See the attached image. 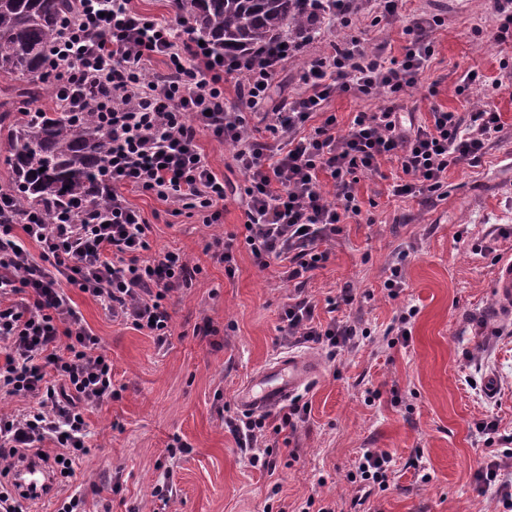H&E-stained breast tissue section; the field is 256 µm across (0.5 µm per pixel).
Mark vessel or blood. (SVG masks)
I'll list each match as a JSON object with an SVG mask.
<instances>
[{
	"label": "vessel or blood",
	"mask_w": 512,
	"mask_h": 512,
	"mask_svg": "<svg viewBox=\"0 0 512 512\" xmlns=\"http://www.w3.org/2000/svg\"><path fill=\"white\" fill-rule=\"evenodd\" d=\"M499 306L512 314V256L503 258L493 281ZM316 370L309 357L291 355L260 367L245 383L238 394V403L256 412L278 408L298 394L313 380ZM13 481L31 499L47 497L52 482L39 462H23L13 476Z\"/></svg>",
	"instance_id": "b4317fda"
}]
</instances>
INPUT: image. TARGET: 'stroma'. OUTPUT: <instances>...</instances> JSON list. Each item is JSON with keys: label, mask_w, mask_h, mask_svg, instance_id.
<instances>
[{"label": "stroma", "mask_w": 512, "mask_h": 512, "mask_svg": "<svg viewBox=\"0 0 512 512\" xmlns=\"http://www.w3.org/2000/svg\"><path fill=\"white\" fill-rule=\"evenodd\" d=\"M435 14L443 22L427 31L434 55L404 96V120L427 122L435 106L468 112L487 103L503 128L479 162L449 168L430 198L393 196L391 160L380 174L360 176L361 215L346 219L328 260L305 283L261 269L242 244L227 275L207 249L212 230L199 216L166 215V202L124 189L150 220L154 247L185 253L201 272L172 294L162 347L113 320L89 294L67 290L83 325L101 338L120 391L85 413L88 449L67 486L84 495L85 512H267L275 502L297 512L312 494L336 512H507L475 479L490 456L477 424L491 416L512 435V318L495 316L491 288L498 262L512 255L505 234L512 229V43L493 38L500 21L491 0H398L391 13L382 0H362L350 28L324 21L318 39L282 64L265 107L302 94L303 64L346 33L397 58L407 28ZM472 70L487 89L466 99L457 88ZM199 146L226 182L222 230L242 233L244 177L233 149L205 133ZM396 262L405 286L393 297L383 283ZM347 288L354 303L329 312L328 299ZM300 294L316 302L317 321L346 319L368 336L333 360L305 347L319 366L302 393L311 411L279 435L280 465L270 474L248 464L224 417L237 412L238 391L257 369L288 356L277 327ZM410 306L417 313L402 337L397 318ZM176 438L188 452L170 454ZM368 449L392 456L390 487L355 508L359 490L349 475ZM161 480L172 488L166 502L153 494Z\"/></svg>", "instance_id": "obj_1"}]
</instances>
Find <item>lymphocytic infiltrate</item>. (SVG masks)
Wrapping results in <instances>:
<instances>
[{
  "instance_id": "1",
  "label": "lymphocytic infiltrate",
  "mask_w": 512,
  "mask_h": 512,
  "mask_svg": "<svg viewBox=\"0 0 512 512\" xmlns=\"http://www.w3.org/2000/svg\"><path fill=\"white\" fill-rule=\"evenodd\" d=\"M63 40L47 58L57 99L69 112H95L112 134V155L102 172L112 187L108 214L85 208L77 217L28 214L10 224L0 206V392L30 399L22 414L0 411V512H23L10 474L16 460L34 455L58 480L74 475L86 448L87 407L118 398L112 362L99 336L82 324L65 285L94 297L113 318L147 332L157 345L170 335L165 305L171 293L191 287L200 268L185 253L153 250L149 222L130 207L125 186L170 202L173 215L191 210L203 224L219 223L227 197L224 180L198 145L200 132L233 146L245 177V244L261 268L287 264L296 280L328 258L324 246L361 213L357 177L396 160L403 177L396 196L433 195L449 167L478 161L501 129L490 106L469 112L432 108L429 124L406 131L399 117L407 88L414 86L433 47L423 38L440 17L418 22L401 59L385 60L350 36L327 54L307 61L300 80L306 91L287 110L264 113L265 129L280 147L254 139L240 112L224 100V79L241 81L252 104L264 103L281 65L298 51L285 42L240 60L201 44L187 18L163 23L136 11L131 0H79ZM163 59L165 70L152 63ZM385 95L376 112H359L346 133L328 115L307 135L299 130L336 93ZM330 185H323L322 176ZM38 253H31V246ZM316 304L298 297L285 305L278 331L289 346L307 343L329 356L356 348L363 329L343 320H315ZM310 412L296 398L269 425L264 414L228 416L224 425L252 467L275 472L269 433L296 429ZM53 441L57 455H44ZM480 486L496 487L512 505V448L494 454L476 474Z\"/></svg>"
}]
</instances>
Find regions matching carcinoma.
Listing matches in <instances>:
<instances>
[{
    "instance_id": "carcinoma-1",
    "label": "carcinoma",
    "mask_w": 512,
    "mask_h": 512,
    "mask_svg": "<svg viewBox=\"0 0 512 512\" xmlns=\"http://www.w3.org/2000/svg\"><path fill=\"white\" fill-rule=\"evenodd\" d=\"M195 32L226 55L250 54L275 40L318 35L308 24L311 0H186ZM76 0H0V74L22 83L21 94L37 100L51 92L46 53L63 35L61 23L78 11ZM10 134L6 158L12 182L0 196L16 206L14 223L31 210L73 212L76 198L96 208L110 204L100 170L112 152V135L88 113L26 112L0 103V131Z\"/></svg>"
}]
</instances>
